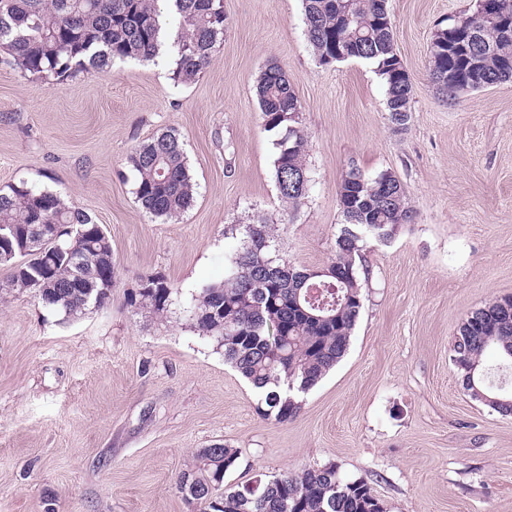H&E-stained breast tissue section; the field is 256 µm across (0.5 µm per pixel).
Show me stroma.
<instances>
[{"instance_id": "1", "label": "stroma", "mask_w": 512, "mask_h": 512, "mask_svg": "<svg viewBox=\"0 0 512 512\" xmlns=\"http://www.w3.org/2000/svg\"><path fill=\"white\" fill-rule=\"evenodd\" d=\"M472 6L388 0L413 83L403 126L374 63L318 64L302 0H224V41L188 83L174 80L169 47L62 82L0 56V189L24 183L74 200L103 225L118 270L107 304L77 318L0 291V512L48 502L55 512H209L177 476L216 443L239 451L229 485L333 463L342 477H369L385 512H512V417L472 399L451 361L466 315L512 295V81L451 105L428 76L439 22ZM272 63L309 136L312 181L290 212L256 96ZM170 128L195 193L179 216L154 219L126 158ZM353 168L396 176L414 222L367 243L350 348L279 424L193 331L189 307L260 220L295 265L330 263L338 186ZM149 275L179 291L160 321L128 302Z\"/></svg>"}]
</instances>
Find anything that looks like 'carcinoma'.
<instances>
[{"mask_svg":"<svg viewBox=\"0 0 512 512\" xmlns=\"http://www.w3.org/2000/svg\"><path fill=\"white\" fill-rule=\"evenodd\" d=\"M176 22L172 38L174 79L194 80L224 41V0H166ZM388 0H303L305 34L319 64L351 58L376 64L384 80L392 121L407 123L413 84L394 49ZM468 17L474 40L462 50H430L429 78L445 84L448 100L484 84L512 79V0H475ZM166 22L157 0H0V52L24 73L37 79L63 81L88 70L109 68L116 61H151L159 54ZM265 128L277 135L274 162L280 198L295 209L305 198L310 179L305 163L308 135L298 121L301 105L285 72L268 66L257 82ZM136 176L135 197L145 213L172 218L193 200L195 184L184 143L176 130H166L138 146L127 158ZM362 178L354 169L342 176L338 202L344 218L336 237V254L314 275L283 258L274 228L264 221L248 224L241 247L228 260L224 279L202 286L190 306L191 328L216 344L229 363L262 395L263 417L284 424L301 410L294 392L313 388L347 353L362 308L355 269L361 243L369 236L410 224L401 182L390 172L363 178L360 200L351 209ZM33 224H74L84 235L60 245L42 243L27 261L10 268L6 287L30 292L45 304L76 317L109 299L94 277L97 266L115 277L108 237L83 209L61 194L26 184L0 190V231H21ZM77 247L86 271L76 274L63 250ZM159 284L130 294L137 310L164 317L178 289L156 275ZM506 304L498 297L471 312L459 326L452 361L463 389L472 399L503 416H512V395L501 394L483 366L493 347L512 365V324L486 317L485 310ZM196 463L181 472L178 487L186 499L208 504L210 512H384L369 480L344 479L333 463L286 469L266 482L236 489L224 484L239 458L238 450L216 443L198 450Z\"/></svg>","mask_w":512,"mask_h":512,"instance_id":"cac0c4a2","label":"carcinoma"}]
</instances>
